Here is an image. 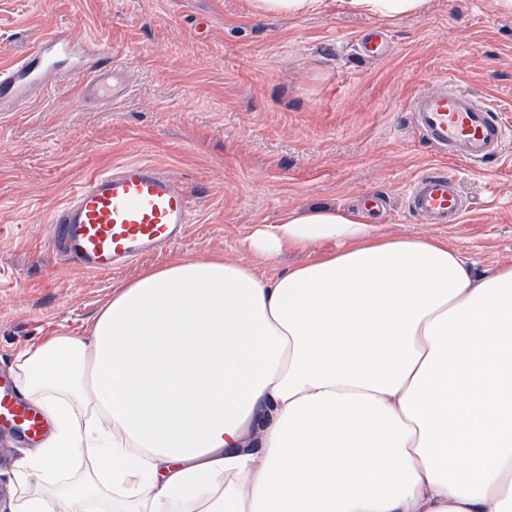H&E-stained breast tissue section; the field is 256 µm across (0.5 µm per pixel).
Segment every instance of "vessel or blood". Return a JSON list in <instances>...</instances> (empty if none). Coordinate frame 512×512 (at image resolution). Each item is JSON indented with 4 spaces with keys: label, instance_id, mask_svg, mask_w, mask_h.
I'll list each match as a JSON object with an SVG mask.
<instances>
[{
    "label": "vessel or blood",
    "instance_id": "vessel-or-blood-1",
    "mask_svg": "<svg viewBox=\"0 0 512 512\" xmlns=\"http://www.w3.org/2000/svg\"><path fill=\"white\" fill-rule=\"evenodd\" d=\"M104 63L87 74L84 88L98 96L119 70L109 46L93 43ZM64 33L41 41L21 66L0 69V96L22 101L44 90L55 56L70 52ZM417 132L448 157L480 164L501 155L512 141V127L491 105L449 79L416 92L408 102ZM412 215L431 224L459 223L466 205L455 174L433 168L419 175L407 193ZM196 205L168 173L145 161H126L93 174L74 186L51 218L54 250L66 261L90 273L107 275L143 256L180 241L194 221ZM0 429L36 445L49 425L38 408L20 395L12 378L0 377Z\"/></svg>",
    "mask_w": 512,
    "mask_h": 512
}]
</instances>
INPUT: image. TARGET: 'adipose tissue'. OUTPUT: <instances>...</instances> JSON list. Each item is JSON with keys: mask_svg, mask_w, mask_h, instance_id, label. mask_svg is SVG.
Listing matches in <instances>:
<instances>
[{"mask_svg": "<svg viewBox=\"0 0 512 512\" xmlns=\"http://www.w3.org/2000/svg\"><path fill=\"white\" fill-rule=\"evenodd\" d=\"M176 255L19 351L53 431L16 512H512V264L351 212Z\"/></svg>", "mask_w": 512, "mask_h": 512, "instance_id": "obj_1", "label": "adipose tissue"}]
</instances>
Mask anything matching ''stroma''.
<instances>
[{
  "instance_id": "obj_1",
  "label": "stroma",
  "mask_w": 512,
  "mask_h": 512,
  "mask_svg": "<svg viewBox=\"0 0 512 512\" xmlns=\"http://www.w3.org/2000/svg\"><path fill=\"white\" fill-rule=\"evenodd\" d=\"M377 28L382 56L358 47ZM112 46L127 93L87 97L59 59L51 86L22 108L0 101V374L46 336L82 335L114 286L179 253L238 263L244 245L290 210L327 205L391 237L459 246L477 274L512 264V145L454 165L467 202L460 223L411 215L405 195L423 170L450 164L412 124L407 101L450 78L512 126V13L494 0H423L394 18L324 0L295 16L255 14L252 0H0V67L52 31ZM127 160L157 163L197 204L180 242L108 276L64 262L48 225L71 188ZM386 208L365 213L361 198ZM30 448L0 434V512H14V473Z\"/></svg>"
}]
</instances>
